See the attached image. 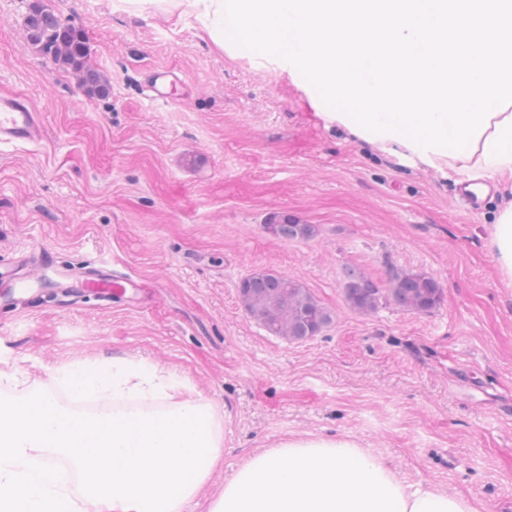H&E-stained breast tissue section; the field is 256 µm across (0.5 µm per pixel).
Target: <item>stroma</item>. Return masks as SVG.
<instances>
[{
	"instance_id": "obj_1",
	"label": "stroma",
	"mask_w": 512,
	"mask_h": 512,
	"mask_svg": "<svg viewBox=\"0 0 512 512\" xmlns=\"http://www.w3.org/2000/svg\"><path fill=\"white\" fill-rule=\"evenodd\" d=\"M112 2L42 0L108 78L91 97L28 41L32 0H0V93L43 123L39 142L0 146V270L47 253L143 283L1 303L0 370L24 383L0 395L33 387L72 408L51 371L112 357L188 378L223 422L224 461L186 512H206L249 456L319 436L356 441L405 486L512 512V281L490 248L502 192L469 213L447 169L328 120L303 74ZM155 71L174 75L167 98L147 88ZM276 213L316 238H275ZM349 266L381 283L392 270L432 277L441 301L360 313L342 294ZM266 271L309 288L334 324L300 342L267 333L239 299L240 281Z\"/></svg>"
}]
</instances>
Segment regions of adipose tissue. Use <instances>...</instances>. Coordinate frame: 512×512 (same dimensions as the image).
<instances>
[{"instance_id":"1","label":"adipose tissue","mask_w":512,"mask_h":512,"mask_svg":"<svg viewBox=\"0 0 512 512\" xmlns=\"http://www.w3.org/2000/svg\"><path fill=\"white\" fill-rule=\"evenodd\" d=\"M168 13L218 48L260 47L314 81L357 137L481 192L512 183V0H114ZM490 245L512 279V204ZM207 512H476L344 438H300L251 457Z\"/></svg>"}]
</instances>
